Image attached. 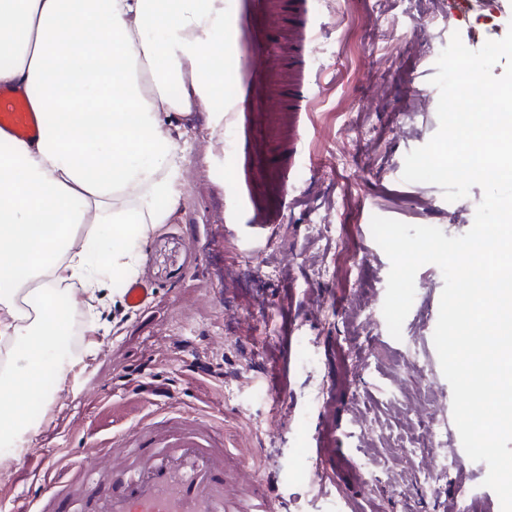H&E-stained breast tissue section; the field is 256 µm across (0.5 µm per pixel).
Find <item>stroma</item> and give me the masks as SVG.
I'll return each instance as SVG.
<instances>
[{
    "mask_svg": "<svg viewBox=\"0 0 512 512\" xmlns=\"http://www.w3.org/2000/svg\"><path fill=\"white\" fill-rule=\"evenodd\" d=\"M252 22L278 47L258 98L286 93L299 68L317 111L237 113L225 143L196 113L180 143V209L140 268L151 305L129 307L117 280L95 302L110 333L88 332L87 307L73 313L65 356L75 368L0 470V488L21 503L38 476L66 480L67 458L163 404L144 387L164 383L182 407L223 423L248 468L229 493L261 489L272 512H501L482 485L486 464L462 447L433 344L442 272L418 270L394 339L382 314L390 262L370 223L449 237L471 228L482 189L446 201L438 186L403 181L404 157L438 129L430 79L452 32L473 50L502 38L512 0H264ZM341 244L355 267L324 274ZM203 355L223 360V381L186 372ZM436 419L456 450L450 470L407 454Z\"/></svg>",
    "mask_w": 512,
    "mask_h": 512,
    "instance_id": "1",
    "label": "stroma"
}]
</instances>
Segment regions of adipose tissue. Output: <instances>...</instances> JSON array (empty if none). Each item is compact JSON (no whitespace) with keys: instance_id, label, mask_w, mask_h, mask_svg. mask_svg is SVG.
I'll return each instance as SVG.
<instances>
[{"instance_id":"obj_1","label":"adipose tissue","mask_w":512,"mask_h":512,"mask_svg":"<svg viewBox=\"0 0 512 512\" xmlns=\"http://www.w3.org/2000/svg\"><path fill=\"white\" fill-rule=\"evenodd\" d=\"M223 37L224 0H0V86L45 117L0 155L1 444L29 429L14 393L48 404L45 375L66 380L71 289L137 277L177 214L189 117L224 123Z\"/></svg>"}]
</instances>
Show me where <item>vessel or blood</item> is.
Instances as JSON below:
<instances>
[{"mask_svg": "<svg viewBox=\"0 0 512 512\" xmlns=\"http://www.w3.org/2000/svg\"><path fill=\"white\" fill-rule=\"evenodd\" d=\"M247 2L224 0V64L234 73L224 95L228 112L248 111L253 79L276 50L274 43L248 33ZM263 108L311 112L314 96L309 84H297ZM0 131L15 142L39 136L41 122L25 91L0 87ZM70 471L67 481L38 483L29 503L33 512H267L263 495L247 506L228 495L237 470L224 446L223 426L181 410L173 400L106 444L85 449Z\"/></svg>", "mask_w": 512, "mask_h": 512, "instance_id": "1", "label": "vessel or blood"}]
</instances>
